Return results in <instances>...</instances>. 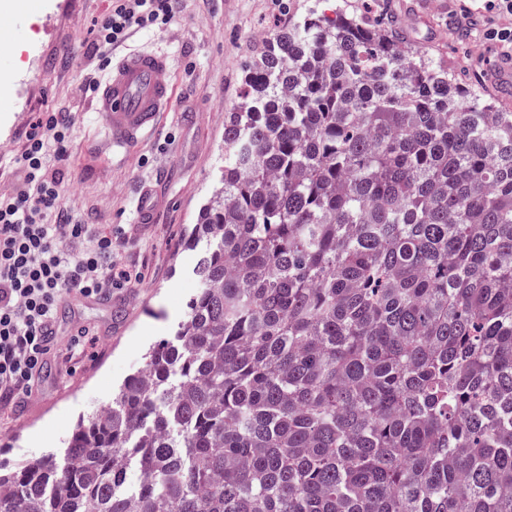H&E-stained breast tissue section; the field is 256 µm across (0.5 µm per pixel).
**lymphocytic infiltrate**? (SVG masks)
<instances>
[{"mask_svg": "<svg viewBox=\"0 0 512 512\" xmlns=\"http://www.w3.org/2000/svg\"><path fill=\"white\" fill-rule=\"evenodd\" d=\"M177 0H112L100 21L102 47L124 43L132 30H153L174 16ZM73 124L63 112L30 123L14 157L20 184L0 194V400L31 396L52 341L49 330L66 293L84 299L112 295L132 275L113 260L111 230L79 224L60 204L59 182L49 176L47 154L66 160Z\"/></svg>", "mask_w": 512, "mask_h": 512, "instance_id": "f902f5d3", "label": "lymphocytic infiltrate"}]
</instances>
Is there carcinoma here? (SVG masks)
I'll return each mask as SVG.
<instances>
[{"label":"carcinoma","mask_w":512,"mask_h":512,"mask_svg":"<svg viewBox=\"0 0 512 512\" xmlns=\"http://www.w3.org/2000/svg\"><path fill=\"white\" fill-rule=\"evenodd\" d=\"M188 242L172 337L0 512H512L511 111L316 9L247 65Z\"/></svg>","instance_id":"1"}]
</instances>
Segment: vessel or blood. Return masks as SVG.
Listing matches in <instances>:
<instances>
[{
    "label": "vessel or blood",
    "instance_id": "1",
    "mask_svg": "<svg viewBox=\"0 0 512 512\" xmlns=\"http://www.w3.org/2000/svg\"><path fill=\"white\" fill-rule=\"evenodd\" d=\"M165 54L142 51L112 64L111 77L96 96L95 107L106 118L114 147L126 149L153 132L174 102Z\"/></svg>",
    "mask_w": 512,
    "mask_h": 512
}]
</instances>
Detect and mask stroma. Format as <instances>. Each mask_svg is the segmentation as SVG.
<instances>
[{
	"mask_svg": "<svg viewBox=\"0 0 512 512\" xmlns=\"http://www.w3.org/2000/svg\"><path fill=\"white\" fill-rule=\"evenodd\" d=\"M409 0H182L160 31H133L125 44L100 48L93 28L110 0H42L21 25L6 53L7 80L0 82V192L17 178L12 157L40 112H67L73 119L67 161H51L61 205L83 224L111 226L121 244L115 259L138 278L113 290L107 304H59L56 328L67 341L77 327L92 340L83 354L49 357L41 391L28 401L0 408V467L11 469L40 453L63 448L82 417L108 406L113 392L142 364L145 350L168 338L185 314L197 286L198 253L183 244L224 161V114L243 91L242 72L261 42L318 6L344 8L372 24L396 21ZM437 9L404 31L464 86L482 84L512 109V67L504 48L485 39L482 20L460 27V0H437ZM155 50L171 62L174 108L156 132L134 148L114 150L109 130L90 100L107 81L113 57ZM191 114L190 122L179 119ZM159 199L150 223L139 220L143 189Z\"/></svg>",
	"mask_w": 512,
	"mask_h": 512,
	"instance_id": "35a3bbf8",
	"label": "stroma"
}]
</instances>
